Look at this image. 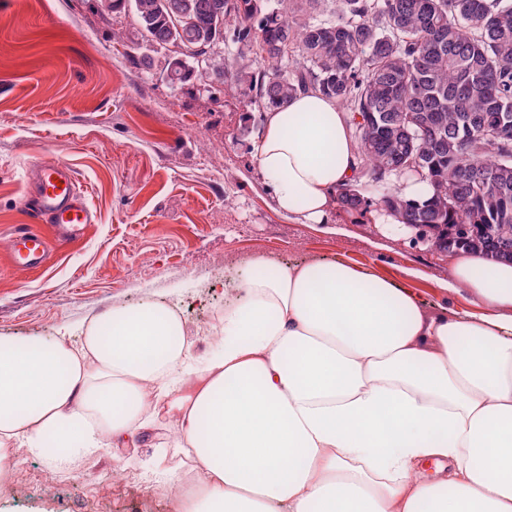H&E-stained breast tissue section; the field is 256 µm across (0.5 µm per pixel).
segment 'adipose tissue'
Segmentation results:
<instances>
[{
	"label": "adipose tissue",
	"instance_id": "ef3b65f1",
	"mask_svg": "<svg viewBox=\"0 0 512 512\" xmlns=\"http://www.w3.org/2000/svg\"><path fill=\"white\" fill-rule=\"evenodd\" d=\"M280 213L325 224L354 163L348 113L295 96L252 145ZM463 310L344 262L257 258L217 351L144 302L66 336L0 337V481L19 453L55 471L168 419L203 479L170 512H512V261L459 250Z\"/></svg>",
	"mask_w": 512,
	"mask_h": 512
}]
</instances>
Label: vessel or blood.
Wrapping results in <instances>:
<instances>
[{
  "label": "vessel or blood",
  "instance_id": "b4317fda",
  "mask_svg": "<svg viewBox=\"0 0 512 512\" xmlns=\"http://www.w3.org/2000/svg\"><path fill=\"white\" fill-rule=\"evenodd\" d=\"M27 206L31 225L15 228L8 240L10 264L25 270L40 268L52 243L71 241L83 225L95 221L93 209L77 188L74 171L55 162L34 167ZM41 224L50 225L53 237L38 232Z\"/></svg>",
  "mask_w": 512,
  "mask_h": 512
}]
</instances>
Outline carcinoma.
<instances>
[{
  "instance_id": "carcinoma-1",
  "label": "carcinoma",
  "mask_w": 512,
  "mask_h": 512,
  "mask_svg": "<svg viewBox=\"0 0 512 512\" xmlns=\"http://www.w3.org/2000/svg\"><path fill=\"white\" fill-rule=\"evenodd\" d=\"M152 47L205 56L238 47L228 77L266 109L301 93L350 116L355 162L339 203H365L359 176L404 172L431 191L400 187L380 204L422 230L438 252L465 248L512 259V0H132ZM191 70L175 58L166 76Z\"/></svg>"
}]
</instances>
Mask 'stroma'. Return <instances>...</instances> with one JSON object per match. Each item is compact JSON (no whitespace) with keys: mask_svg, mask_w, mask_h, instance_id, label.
I'll use <instances>...</instances> for the list:
<instances>
[{"mask_svg":"<svg viewBox=\"0 0 512 512\" xmlns=\"http://www.w3.org/2000/svg\"><path fill=\"white\" fill-rule=\"evenodd\" d=\"M111 3L0 0V336L65 331L75 344L91 319L155 300L180 309L193 355H209L217 338L199 321L223 307L225 283L259 255L283 266L340 259L407 283L427 304L468 307L466 290L440 288L446 254L407 243L372 213L338 205L326 225L281 214L252 157L264 109L210 78L237 48L217 47L189 82L171 86L164 69L174 50L150 48L132 7ZM38 160L73 169L97 221L30 272L5 253L12 226L29 221ZM113 465L104 452L88 462L100 480L68 488L19 453L0 512H169L143 482L104 480Z\"/></svg>","mask_w":512,"mask_h":512,"instance_id":"stroma-1","label":"stroma"}]
</instances>
